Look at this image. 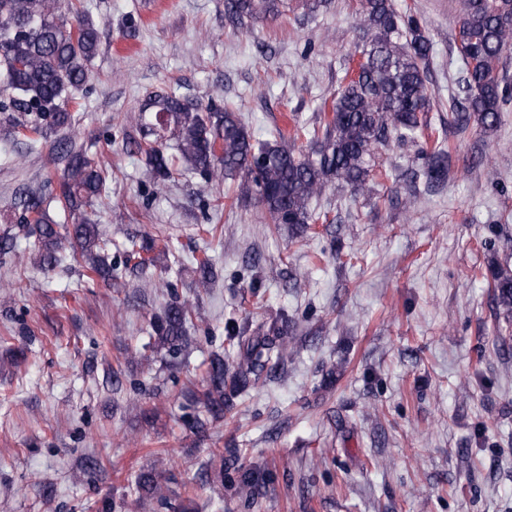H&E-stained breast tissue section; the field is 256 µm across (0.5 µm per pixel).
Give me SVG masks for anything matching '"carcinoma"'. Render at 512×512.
I'll return each mask as SVG.
<instances>
[{
	"label": "carcinoma",
	"mask_w": 512,
	"mask_h": 512,
	"mask_svg": "<svg viewBox=\"0 0 512 512\" xmlns=\"http://www.w3.org/2000/svg\"><path fill=\"white\" fill-rule=\"evenodd\" d=\"M355 2L361 40L354 54L360 60L332 94L327 115L312 126L296 125L256 141L238 107L228 102L194 104L167 91L155 92L124 115L123 124L138 133L130 144L134 153L145 157L153 194L182 169L201 177V197L210 195L215 184L235 180L237 196L258 200L268 223L305 230L321 219L311 203L327 191L368 190L377 152L410 138L420 127V116L432 110L427 77L431 42L411 7L400 10L394 0ZM61 5L62 0H0V137L33 146L58 135L64 161L61 174L45 179L53 187L51 193L26 195L16 221L44 267L54 265L65 241L83 261L86 281L115 286L121 276L91 218L95 206L106 199V172L92 155L97 142L79 137L71 112L76 93L91 77L99 31L84 0H67L65 13ZM285 8V0H224V13L236 25L246 19L273 21ZM461 11L455 44L462 60L459 87L464 97L455 121L462 127L474 121L491 130L512 98V82L503 71L504 53L512 49V0H461ZM301 139L314 145L311 153L295 150ZM448 157L443 144L436 143L421 171L427 183L448 180ZM152 248L144 241L131 249L137 267L155 265ZM213 266L208 257L196 260L197 284L206 292L214 280ZM490 277L496 306L511 318L512 268L496 266ZM140 288H165L169 295L162 313L151 322L154 346L173 356L188 352L195 344L189 333L192 303L180 300L161 278L146 277ZM282 335L276 326L254 330L240 342L233 371L224 353H211L205 389L196 397L204 416L190 422L196 433L207 435L209 426L224 421L234 396L258 384L261 372L283 363L288 343ZM235 458L234 448L213 454L206 478L225 479ZM237 473L248 504L257 503L255 472L241 468ZM136 484L140 512L170 507L152 474H139Z\"/></svg>",
	"instance_id": "obj_1"
}]
</instances>
